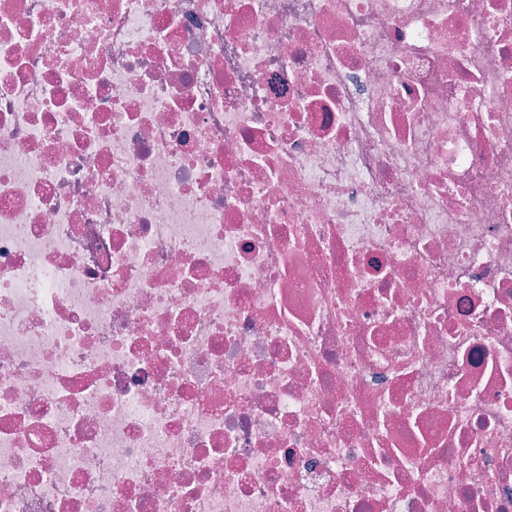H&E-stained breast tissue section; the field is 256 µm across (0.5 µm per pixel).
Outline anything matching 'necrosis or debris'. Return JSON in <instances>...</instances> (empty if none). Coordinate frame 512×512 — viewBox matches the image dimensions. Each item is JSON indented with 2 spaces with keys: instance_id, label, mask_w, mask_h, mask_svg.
Listing matches in <instances>:
<instances>
[{
  "instance_id": "1",
  "label": "necrosis or debris",
  "mask_w": 512,
  "mask_h": 512,
  "mask_svg": "<svg viewBox=\"0 0 512 512\" xmlns=\"http://www.w3.org/2000/svg\"><path fill=\"white\" fill-rule=\"evenodd\" d=\"M0 512H512V0H0Z\"/></svg>"
}]
</instances>
